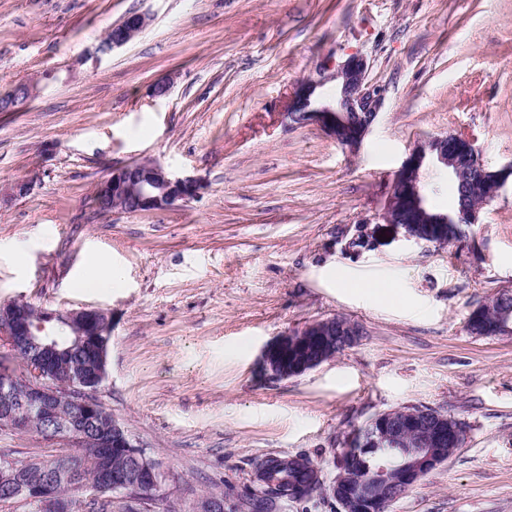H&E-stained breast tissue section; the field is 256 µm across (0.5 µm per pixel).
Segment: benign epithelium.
I'll return each instance as SVG.
<instances>
[{
    "mask_svg": "<svg viewBox=\"0 0 512 512\" xmlns=\"http://www.w3.org/2000/svg\"><path fill=\"white\" fill-rule=\"evenodd\" d=\"M146 18L130 13L112 27V39L99 44L97 52L108 54L131 42L144 28ZM367 61L358 55L349 57L336 70L308 79L291 97L287 117L291 124L314 123L338 143L355 149L370 132L380 106L379 90L367 76ZM336 82V96L324 100L316 90ZM32 95L25 84L0 97V111L11 112ZM441 166L450 175L457 190L452 210L443 213L428 208L422 172L430 164ZM512 178V162L498 170L484 163L473 135L458 132L431 136L418 143L402 163L392 182L384 207L386 224L407 239L448 244V224H476L479 209L469 200L490 185L501 191ZM32 190V180L15 179L0 188V199L22 198ZM199 181L171 175L158 163L133 162L112 170L97 186L95 203L108 212L121 208L127 212L166 210L197 196ZM421 213L424 223L433 225L420 236L395 220L407 211ZM470 321L483 323L490 337L512 333L507 316L488 321L475 308ZM64 326L76 337L77 344L91 351L92 361L72 362L74 383L65 387L53 375L56 358L62 355L54 329ZM112 317L95 308L67 310L34 309L24 300L0 305V342L10 352L26 359L28 370L7 367L0 371V422L15 431H26L37 417L56 438L69 440L77 448L99 449V480L84 486V500H100L110 488H128L152 497L161 488L162 475L156 463L143 459L128 428L112 417L107 425L99 423L103 407L96 398L108 377V348ZM359 334L346 329L336 317L313 321L291 329L265 345L260 355L261 370L275 379L300 376L333 359L353 345ZM69 404V413L61 412V402ZM466 429L455 419L434 409H394L380 412L365 425L353 429L339 453L336 477L327 493L340 512H387L389 505L405 495L424 477L448 460L447 448L464 443ZM142 461L134 474L112 471V451ZM56 477L39 483L18 484L13 471L0 468V486L19 488V494L46 509L57 508Z\"/></svg>",
    "mask_w": 512,
    "mask_h": 512,
    "instance_id": "obj_1",
    "label": "benign epithelium"
}]
</instances>
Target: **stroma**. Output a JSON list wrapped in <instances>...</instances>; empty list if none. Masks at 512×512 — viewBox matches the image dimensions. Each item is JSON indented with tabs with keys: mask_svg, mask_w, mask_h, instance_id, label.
Returning <instances> with one entry per match:
<instances>
[{
	"mask_svg": "<svg viewBox=\"0 0 512 512\" xmlns=\"http://www.w3.org/2000/svg\"><path fill=\"white\" fill-rule=\"evenodd\" d=\"M130 13L147 26L95 49ZM359 54L381 104L358 149L293 126L295 90ZM0 303L112 315L102 406L159 466L137 512H252V474L303 454L323 482L349 433L376 413L430 407L465 423L463 445L389 512H512V335H469L470 311L512 290V187L439 246L381 223L396 171L423 139L466 132L492 169L512 162V0H0ZM168 84L165 96L154 94ZM152 160L197 198L100 213L112 169ZM118 287H80L91 254ZM341 316L354 345L289 379L262 348Z\"/></svg>",
	"mask_w": 512,
	"mask_h": 512,
	"instance_id": "35a3bbf8",
	"label": "stroma"
}]
</instances>
